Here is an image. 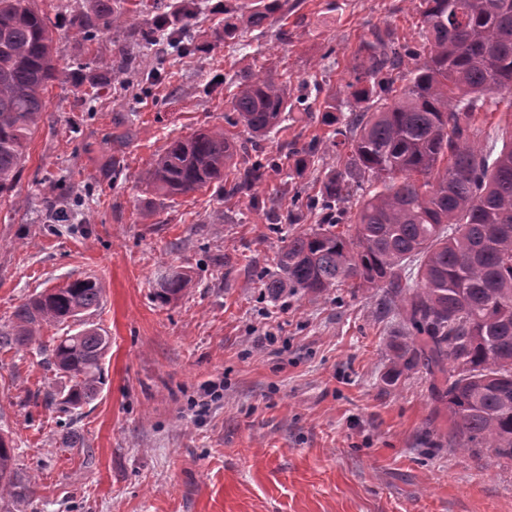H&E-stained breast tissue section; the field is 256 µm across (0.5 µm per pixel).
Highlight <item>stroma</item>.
<instances>
[{"instance_id":"35a3bbf8","label":"stroma","mask_w":512,"mask_h":512,"mask_svg":"<svg viewBox=\"0 0 512 512\" xmlns=\"http://www.w3.org/2000/svg\"><path fill=\"white\" fill-rule=\"evenodd\" d=\"M91 4L35 0L57 26L62 76L45 93L14 202L0 204V326L30 295L93 275L103 293L91 319L112 345L100 394L68 414L45 405L58 375L38 349L0 353V431L15 440L18 480L33 486L0 512H512V461L457 446L427 367L388 382L401 324L380 316V289L271 297L263 277L283 233L264 211L245 197L218 203L211 188L163 200L138 181L171 138L242 136L228 124L225 74L259 64L295 87L315 80L347 111L361 40L377 26L416 45L415 0H302L264 35L247 28L178 62L153 57L158 79L142 100L99 65L126 28L88 52L73 17ZM119 124L131 132L120 148ZM478 126V147L511 138L512 99ZM330 131L315 109L263 147ZM325 166L292 181L270 174L261 200L314 193ZM67 170L69 187L57 182ZM171 270L194 286L164 305L154 290Z\"/></svg>"}]
</instances>
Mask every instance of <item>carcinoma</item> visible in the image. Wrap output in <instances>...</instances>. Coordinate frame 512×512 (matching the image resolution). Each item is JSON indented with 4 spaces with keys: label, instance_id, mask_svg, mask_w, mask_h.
<instances>
[{
    "label": "carcinoma",
    "instance_id": "carcinoma-1",
    "mask_svg": "<svg viewBox=\"0 0 512 512\" xmlns=\"http://www.w3.org/2000/svg\"><path fill=\"white\" fill-rule=\"evenodd\" d=\"M299 5L243 0L226 6L224 41L240 39L241 22L259 28ZM202 9L201 0H180L171 16L158 15L130 38L188 55L203 37L195 24ZM418 11L420 49L380 29L361 41L346 84L354 105L336 116L324 100L334 126L326 139L265 152L262 142L309 93L294 98L286 80L238 72L228 82L229 124L249 137L217 128L172 138L138 179L164 198L215 185L219 202L247 197L257 207L270 173L299 175L320 152L340 157L326 167L315 194L296 195L285 209L269 207L268 222L289 229L277 256L279 274L265 287L274 296L325 294L347 281L382 289V309L403 317V331L391 343L390 380L421 361L443 373L441 398L459 446L512 461V140L497 152L474 143L479 113L512 92V0H419ZM126 23L123 0H97L94 16H76L91 39ZM60 52L50 19L33 0H0V201L11 197L43 122ZM103 66L126 88L124 75L132 71L142 73L144 90L156 79L146 58L123 49ZM353 205L354 235L347 237L335 227ZM311 217L316 227L295 230ZM190 287V275L165 273L154 296L167 304ZM101 295L96 277L77 278L29 297L0 328V352L28 347L46 327L62 331L50 339L48 364L70 385L48 387L49 408L72 413L104 385L111 338L88 322ZM14 448L1 433L0 498L23 500L31 489L14 480Z\"/></svg>",
    "mask_w": 512,
    "mask_h": 512
}]
</instances>
